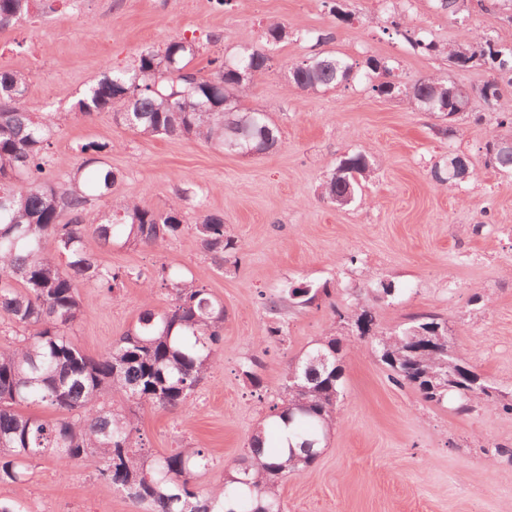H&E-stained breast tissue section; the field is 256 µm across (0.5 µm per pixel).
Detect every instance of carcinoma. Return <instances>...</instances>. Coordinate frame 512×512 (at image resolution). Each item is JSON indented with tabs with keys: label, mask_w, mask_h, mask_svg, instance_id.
<instances>
[{
	"label": "carcinoma",
	"mask_w": 512,
	"mask_h": 512,
	"mask_svg": "<svg viewBox=\"0 0 512 512\" xmlns=\"http://www.w3.org/2000/svg\"><path fill=\"white\" fill-rule=\"evenodd\" d=\"M37 0H0V30L27 16ZM393 33L428 56L443 53L433 39L416 36L404 17L390 21ZM320 51L302 63L286 66L287 87L316 93L357 75V64L322 50L331 33L307 34ZM199 47L192 40L173 39L164 50L142 48L133 68L110 70L87 89L74 112L90 118L109 111L122 125L146 137H194L227 153L253 148L263 154L279 143V130L266 112L244 103L250 85L269 72L268 53L245 46L227 57L208 58V71L192 67ZM448 60L459 67L489 66L492 77L476 90L487 106L496 105L503 87H512V46L485 40L480 48L457 46ZM365 76L377 78L371 89L380 95L403 96L428 112L460 114L443 77H428L409 88L391 80L394 67L382 58L365 61ZM26 75L22 70L0 71V315L22 329V339L0 350V483L22 486L29 463L50 457L69 464L93 457L99 475L123 492L141 512H283L278 481L315 462L319 447L335 424L336 397L342 394L341 369L336 360L346 349L334 336L288 367L302 388L283 384L284 406L272 414L270 435L278 422L288 423L305 456L282 458L276 447L249 446L248 461L227 476L219 493L197 487L194 476L210 465L202 448H180L168 455L145 450L138 412L114 409L105 397L126 399L173 411L216 364L223 340L224 306L198 279L161 273L173 296L164 310L142 309L131 327L107 350L93 357L74 342L71 332L86 308L82 285L112 292L133 275L99 262L89 247L120 242L129 246H160L182 232L179 210L155 211L123 198L115 207L86 223L92 201L118 191L120 176L101 158L106 142L80 146L82 163L64 178L46 172L47 152L59 125L49 112L41 115L25 105ZM235 97L236 111H224L225 96ZM486 162L503 171L512 169V156L501 154L494 142L486 146ZM371 166L368 156L354 153L340 161L322 186L332 200L356 199L359 178ZM203 249L214 263L239 250L227 235L224 217L204 215L194 226ZM342 320L358 325L359 336L372 332L375 316L361 305ZM429 325L438 348L408 353V338L399 333L374 340V352L391 371L394 383L414 387L427 402L457 398V410L479 406L512 416V397L498 394L481 382L456 378L465 364L448 337L447 321L435 314H418L410 327ZM320 354L327 365L314 364ZM45 406L58 412L54 419L24 414L22 409Z\"/></svg>",
	"instance_id": "carcinoma-1"
}]
</instances>
